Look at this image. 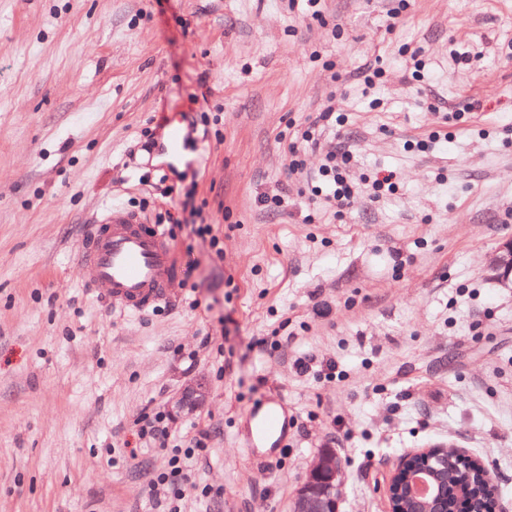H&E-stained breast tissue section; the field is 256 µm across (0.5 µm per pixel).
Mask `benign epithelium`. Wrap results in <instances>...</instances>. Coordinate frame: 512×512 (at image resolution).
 <instances>
[{"mask_svg":"<svg viewBox=\"0 0 512 512\" xmlns=\"http://www.w3.org/2000/svg\"><path fill=\"white\" fill-rule=\"evenodd\" d=\"M491 270L503 282H512V239L504 242L493 257ZM206 386L189 388L180 405L196 407L204 401ZM455 458L491 477L486 464L454 444L433 445L404 454L388 480L385 493L390 512H449L448 458ZM342 464L331 449L313 461L299 488L292 512H339L342 501Z\"/></svg>","mask_w":512,"mask_h":512,"instance_id":"obj_1","label":"benign epithelium"}]
</instances>
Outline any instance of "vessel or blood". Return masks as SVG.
<instances>
[{"label":"vessel or blood","instance_id":"1","mask_svg":"<svg viewBox=\"0 0 512 512\" xmlns=\"http://www.w3.org/2000/svg\"><path fill=\"white\" fill-rule=\"evenodd\" d=\"M163 151L171 165L187 163V117L164 120ZM78 262L92 288L113 307L144 312L167 303L170 288L181 270L177 247L159 228L146 226L136 214L108 210L96 215L78 247ZM288 406L278 395L247 413L244 445L278 446L288 435Z\"/></svg>","mask_w":512,"mask_h":512}]
</instances>
